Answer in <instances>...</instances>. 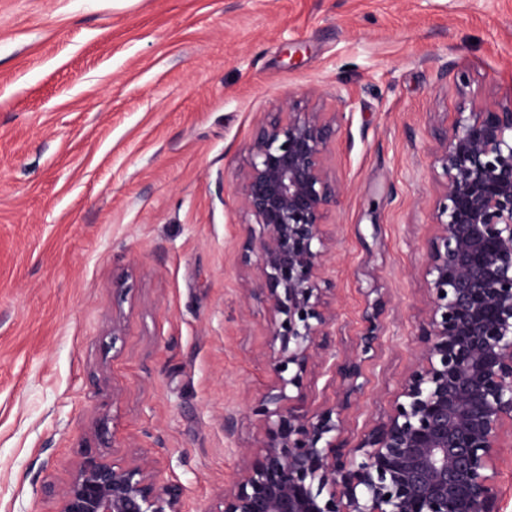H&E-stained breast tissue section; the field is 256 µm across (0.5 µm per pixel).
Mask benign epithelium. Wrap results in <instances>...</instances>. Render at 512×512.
I'll use <instances>...</instances> for the list:
<instances>
[{"label": "benign epithelium", "instance_id": "1", "mask_svg": "<svg viewBox=\"0 0 512 512\" xmlns=\"http://www.w3.org/2000/svg\"><path fill=\"white\" fill-rule=\"evenodd\" d=\"M336 113L290 103L261 121L239 194L256 219L258 295L271 315L267 390L248 410L261 445L224 482L220 512H504L512 464V102L462 108L440 139L434 234L424 244L430 302L418 354L390 411L348 431L365 356L380 346L371 304L353 353L331 345L325 300L338 202L326 156ZM318 363L342 399L313 410L304 380ZM183 486L144 459L83 457L56 512H185Z\"/></svg>", "mask_w": 512, "mask_h": 512}]
</instances>
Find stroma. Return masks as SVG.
Segmentation results:
<instances>
[{
	"label": "stroma",
	"instance_id": "1",
	"mask_svg": "<svg viewBox=\"0 0 512 512\" xmlns=\"http://www.w3.org/2000/svg\"><path fill=\"white\" fill-rule=\"evenodd\" d=\"M302 98L336 115L337 348L386 303L356 433L415 361L435 133L512 101V0H0V512H55L90 449L220 512L271 382L237 186Z\"/></svg>",
	"mask_w": 512,
	"mask_h": 512
}]
</instances>
